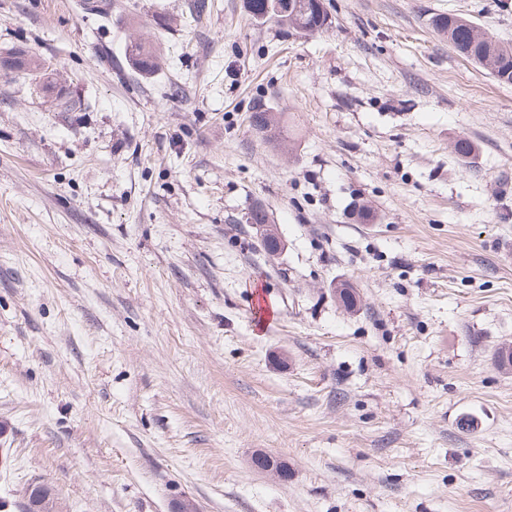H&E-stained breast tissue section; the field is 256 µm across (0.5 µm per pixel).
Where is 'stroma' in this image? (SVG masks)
I'll return each instance as SVG.
<instances>
[{"instance_id":"stroma-1","label":"stroma","mask_w":512,"mask_h":512,"mask_svg":"<svg viewBox=\"0 0 512 512\" xmlns=\"http://www.w3.org/2000/svg\"><path fill=\"white\" fill-rule=\"evenodd\" d=\"M109 3L0 0V58L49 66L0 69V499L512 512V84L431 25L512 44V0H324L315 34ZM125 57L131 69L149 75L162 66V57L156 47L139 38H129L126 43Z\"/></svg>"}]
</instances>
